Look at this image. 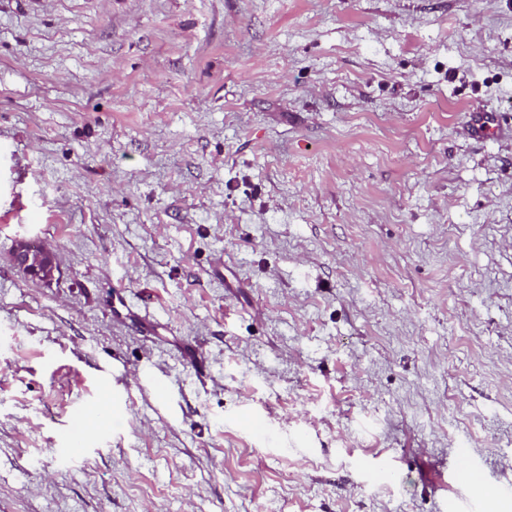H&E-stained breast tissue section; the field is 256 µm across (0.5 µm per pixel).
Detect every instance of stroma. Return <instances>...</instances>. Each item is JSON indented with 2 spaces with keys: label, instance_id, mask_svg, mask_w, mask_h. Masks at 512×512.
I'll use <instances>...</instances> for the list:
<instances>
[{
  "label": "stroma",
  "instance_id": "obj_1",
  "mask_svg": "<svg viewBox=\"0 0 512 512\" xmlns=\"http://www.w3.org/2000/svg\"><path fill=\"white\" fill-rule=\"evenodd\" d=\"M463 442L512 512V0H0V512H448ZM39 253L51 254L47 249L41 248L37 251L24 241H20L12 251L11 261L24 275L50 281L54 275L56 265L53 259L50 264H47L44 256ZM86 447V432H71L65 439V448H59V458L65 461H71L82 456L87 450Z\"/></svg>",
  "mask_w": 512,
  "mask_h": 512
}]
</instances>
